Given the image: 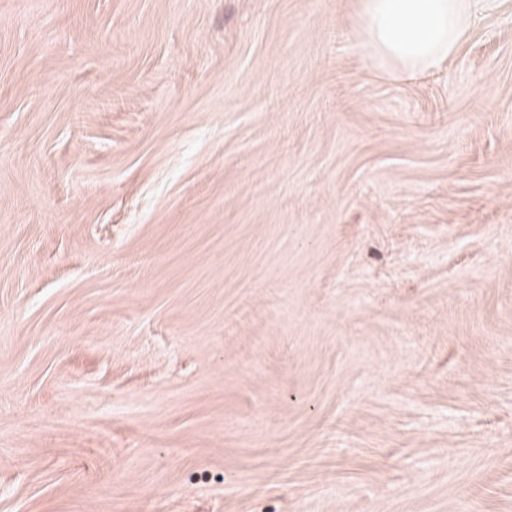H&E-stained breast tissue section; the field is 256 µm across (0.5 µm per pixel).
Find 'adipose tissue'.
<instances>
[{"label":"adipose tissue","instance_id":"adipose-tissue-1","mask_svg":"<svg viewBox=\"0 0 512 512\" xmlns=\"http://www.w3.org/2000/svg\"><path fill=\"white\" fill-rule=\"evenodd\" d=\"M486 6V0H356V45L373 71L412 81L457 54Z\"/></svg>","mask_w":512,"mask_h":512}]
</instances>
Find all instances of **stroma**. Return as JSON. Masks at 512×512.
Listing matches in <instances>:
<instances>
[{
	"label": "stroma",
	"instance_id": "stroma-1",
	"mask_svg": "<svg viewBox=\"0 0 512 512\" xmlns=\"http://www.w3.org/2000/svg\"><path fill=\"white\" fill-rule=\"evenodd\" d=\"M355 5L0 0V512H512V0ZM488 0H357V48L371 69L412 81L442 69L486 10Z\"/></svg>",
	"mask_w": 512,
	"mask_h": 512
}]
</instances>
